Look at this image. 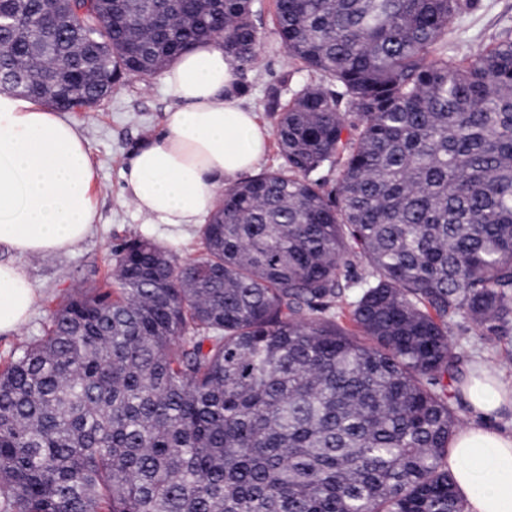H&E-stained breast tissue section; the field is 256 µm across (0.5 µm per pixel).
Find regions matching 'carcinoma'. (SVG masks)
I'll list each match as a JSON object with an SVG mask.
<instances>
[{
	"instance_id": "1",
	"label": "carcinoma",
	"mask_w": 512,
	"mask_h": 512,
	"mask_svg": "<svg viewBox=\"0 0 512 512\" xmlns=\"http://www.w3.org/2000/svg\"><path fill=\"white\" fill-rule=\"evenodd\" d=\"M472 4L276 0L280 168L193 260L123 242L0 368V512H464L450 329L512 333V38L448 56ZM214 38L250 69L253 0H0V89L69 111Z\"/></svg>"
}]
</instances>
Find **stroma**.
<instances>
[{"mask_svg":"<svg viewBox=\"0 0 512 512\" xmlns=\"http://www.w3.org/2000/svg\"><path fill=\"white\" fill-rule=\"evenodd\" d=\"M275 0H254L253 19L261 37L258 64L237 79L245 91L241 102L253 108L261 123L275 128L276 114L267 112L265 103L281 76L290 71L288 56L275 27ZM512 37V0H475V6L456 24L448 36V52L464 49L479 52L489 44ZM176 104L162 75L151 78H121L110 95L90 107L68 111L67 116L81 129L88 142L98 173L96 232L74 253L53 259H35L29 273L40 290L41 299L29 323L17 334L0 335V365L11 353L42 336L56 304L78 286L100 285L111 279L113 249L133 238L154 240L173 248L181 259L198 257L201 252L199 229L188 230L179 244L162 232L148 230L143 218L126 201L122 189L130 154L145 135L161 134L165 114ZM450 343L466 365L485 366L512 352V335L498 340L480 339L471 321L458 320Z\"/></svg>","mask_w":512,"mask_h":512,"instance_id":"35a3bbf8","label":"stroma"}]
</instances>
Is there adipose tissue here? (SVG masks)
<instances>
[{
  "label": "adipose tissue",
  "instance_id": "adipose-tissue-1",
  "mask_svg": "<svg viewBox=\"0 0 512 512\" xmlns=\"http://www.w3.org/2000/svg\"><path fill=\"white\" fill-rule=\"evenodd\" d=\"M177 104L161 136L131 156L123 194L173 237L202 224L224 187L256 169L270 134L240 105L234 65L220 42L183 53L165 71ZM97 169L78 125L40 102L0 93V335L18 333L39 300L28 262L75 252L98 223ZM473 422L457 432L448 471L467 512H512V411L497 376L459 387Z\"/></svg>",
  "mask_w": 512,
  "mask_h": 512
}]
</instances>
